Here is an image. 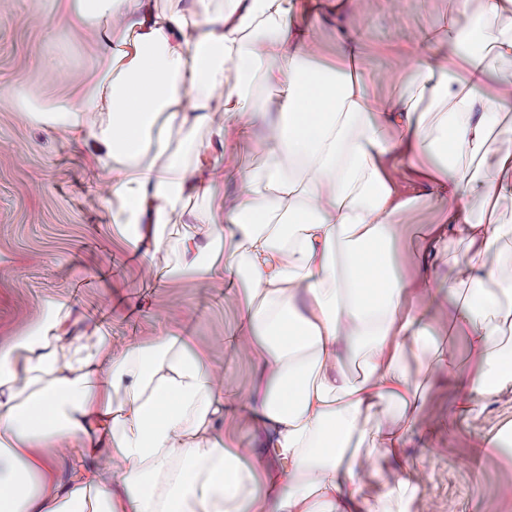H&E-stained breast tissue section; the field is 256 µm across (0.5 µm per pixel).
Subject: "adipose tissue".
I'll return each instance as SVG.
<instances>
[{
  "label": "adipose tissue",
  "instance_id": "ef3b65f1",
  "mask_svg": "<svg viewBox=\"0 0 512 512\" xmlns=\"http://www.w3.org/2000/svg\"><path fill=\"white\" fill-rule=\"evenodd\" d=\"M66 2L75 28L100 34L102 72L36 120L88 148L126 249L172 256L175 275L239 280L242 324L226 345L259 373L238 401L184 331L75 333L71 303L55 302L45 324L0 344V512H408L413 478L373 497L352 486L425 425L407 355L437 350L431 303L451 300L479 359L456 413L512 383V218L497 212L512 197V0L451 15L447 56L422 34L390 106L354 48L318 57L305 0ZM271 105L276 120L257 131ZM201 128L256 140L262 162L240 174L223 218L196 212L214 227L198 258L158 226L182 196L218 191L226 155ZM174 142L189 158L170 154ZM404 168L443 213L431 243L466 242L454 257L466 292L407 278L403 221L418 199L396 191ZM238 408L255 444L222 427ZM61 456L78 466L64 489Z\"/></svg>",
  "mask_w": 512,
  "mask_h": 512
}]
</instances>
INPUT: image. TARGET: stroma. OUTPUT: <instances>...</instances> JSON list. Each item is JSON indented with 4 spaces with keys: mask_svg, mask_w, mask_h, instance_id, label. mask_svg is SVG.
<instances>
[{
    "mask_svg": "<svg viewBox=\"0 0 512 512\" xmlns=\"http://www.w3.org/2000/svg\"><path fill=\"white\" fill-rule=\"evenodd\" d=\"M477 0H355L340 13H327L314 30L319 55L335 60L342 43L357 49L369 91L395 101L402 76L392 72L393 54L413 46L423 30L447 26L449 15L476 8ZM99 37L71 29L61 0H0V336H17L45 321L50 302L69 300L76 330L96 326L114 336H152L183 328L207 348L230 390L247 393L256 369L247 353H232L224 337L234 335L240 304L225 278L189 276L157 280L148 265L165 266L164 254L141 262L112 230L107 186L95 176L86 148L31 120V113L77 100L99 72ZM232 168L223 195L237 187L238 170L257 166L261 156L248 140H232ZM400 190L419 196L405 220L408 243L402 254L407 276L420 271L415 235L435 224L426 184L403 182ZM461 392L447 373L430 376L422 413L398 458L379 459L361 473L355 488L378 494L384 484L419 474L423 480L409 512H512V455L483 447L484 439L512 429V387L488 398L483 410L461 418L453 413Z\"/></svg>",
    "mask_w": 512,
    "mask_h": 512,
    "instance_id": "stroma-1",
    "label": "stroma"
}]
</instances>
